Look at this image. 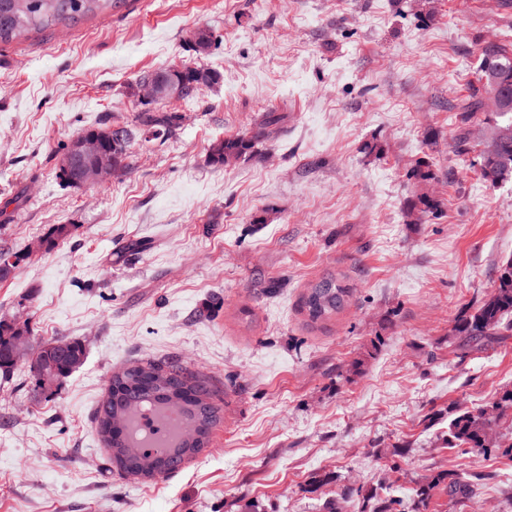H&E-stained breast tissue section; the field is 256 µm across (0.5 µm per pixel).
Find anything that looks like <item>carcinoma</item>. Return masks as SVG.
I'll use <instances>...</instances> for the list:
<instances>
[{
	"mask_svg": "<svg viewBox=\"0 0 512 512\" xmlns=\"http://www.w3.org/2000/svg\"><path fill=\"white\" fill-rule=\"evenodd\" d=\"M113 0H0V43H8L32 31H44L62 23H76L112 8ZM481 80L498 95L496 107L501 121L488 133L495 141L504 129L512 130V51L491 45L484 49ZM176 111H142L138 121L141 131L155 139L170 136L179 127ZM280 117L266 115L250 136H238L215 141L219 148L210 149V160L224 165L229 158H239L256 144L267 140L270 127ZM482 176L496 182L512 176V137L500 142L496 151L483 156ZM348 297L342 281L327 276L307 288L302 296V308L312 323L338 313ZM18 335L10 325L0 322V374L7 375L16 366L12 359V342ZM512 335V258L499 267L497 285L474 309L455 320L453 344L457 357L463 359L470 350L480 349L504 336ZM82 342L70 339L58 348L43 344L42 364L30 366L35 388L43 389L42 366L52 363L57 377L64 379L85 362ZM215 395L209 382L176 360L148 361L131 365L112 375L109 396L96 411L95 422L111 459L127 473L154 478L177 472L190 458L209 444L213 428L220 422L217 408L210 404ZM146 409H170L179 417L197 424L201 444L186 449L183 442L165 448L147 450L132 437L129 422L132 416ZM512 412V388L505 389L485 405L475 409L448 407V432L445 443L450 448L512 449V437L500 431L501 423ZM442 491L450 498H469L473 482L448 471H439L414 489L415 497L426 505L435 493Z\"/></svg>",
	"mask_w": 512,
	"mask_h": 512,
	"instance_id": "1",
	"label": "carcinoma"
}]
</instances>
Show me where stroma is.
Returning <instances> with one entry per match:
<instances>
[{
	"label": "stroma",
	"instance_id": "35a3bbf8",
	"mask_svg": "<svg viewBox=\"0 0 512 512\" xmlns=\"http://www.w3.org/2000/svg\"><path fill=\"white\" fill-rule=\"evenodd\" d=\"M511 43L512 0H118L0 43V250L21 258L0 321L34 348L86 349L49 396L27 363L0 377V512H322L346 488L360 512L380 483L407 500L441 470L481 479L427 512H512V456L441 440L450 404L512 386V336L448 351L512 257V180L480 169L499 117L478 81L483 49ZM184 64L221 79L157 102L182 116L172 136L131 142L107 185L55 181L85 130L135 124L130 83ZM476 89L486 103L460 153L457 109ZM269 112L282 117L269 140L210 163L215 140ZM57 224L70 235L28 253ZM330 273L348 302L311 324L300 299ZM172 358L209 380L221 421L179 472L119 474L94 420L108 381ZM356 359L362 374L342 378ZM324 473L335 482L315 483Z\"/></svg>",
	"mask_w": 512,
	"mask_h": 512
}]
</instances>
